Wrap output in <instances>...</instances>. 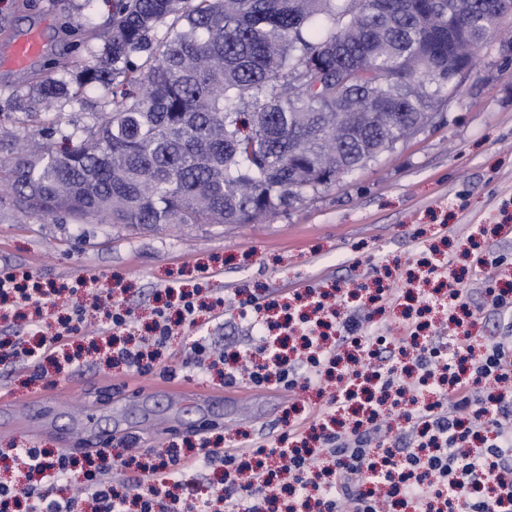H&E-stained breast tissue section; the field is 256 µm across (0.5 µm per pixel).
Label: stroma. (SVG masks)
Returning a JSON list of instances; mask_svg holds the SVG:
<instances>
[{
	"label": "stroma",
	"instance_id": "obj_1",
	"mask_svg": "<svg viewBox=\"0 0 512 512\" xmlns=\"http://www.w3.org/2000/svg\"><path fill=\"white\" fill-rule=\"evenodd\" d=\"M112 0H0V98L25 96L28 80L48 71V61L70 50L84 53L89 31H103ZM41 30L46 49L31 67L17 70L7 59L12 43ZM479 64L428 126L394 150L336 184L260 224H62L20 213L0 200V271L30 275L57 289L60 311L80 306V278L130 307L138 326L152 318L155 297L167 287L223 299L224 310L204 314L200 327L172 338L166 348L173 376L145 377L148 385L174 381L208 392L220 387L214 372L184 364L194 337L210 338L224 353L248 355L258 334L237 302L261 305L285 300L295 290L335 285L373 288L375 270L423 275L433 258L446 276L482 284L487 270L469 256L480 236V254L501 257L502 276L512 278V236L493 234L512 218V48L492 39L479 50ZM128 372L86 358L62 373L39 376L33 363L0 364V391L22 402L44 397L23 415L0 406V449L33 445L56 451L101 447L79 421L95 410L100 429L129 448H188L200 439L224 445H273L289 427L317 414L333 389H307L288 398L281 390L249 383L227 387L225 398L201 405L171 404L162 393L135 398L121 389Z\"/></svg>",
	"mask_w": 512,
	"mask_h": 512
}]
</instances>
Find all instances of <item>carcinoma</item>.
I'll return each mask as SVG.
<instances>
[{
  "label": "carcinoma",
  "instance_id": "1",
  "mask_svg": "<svg viewBox=\"0 0 512 512\" xmlns=\"http://www.w3.org/2000/svg\"><path fill=\"white\" fill-rule=\"evenodd\" d=\"M498 4L113 0L98 48L0 99V185L65 223H261L431 123L459 92L457 45L475 65ZM84 90L111 97L58 150L54 113Z\"/></svg>",
  "mask_w": 512,
  "mask_h": 512
}]
</instances>
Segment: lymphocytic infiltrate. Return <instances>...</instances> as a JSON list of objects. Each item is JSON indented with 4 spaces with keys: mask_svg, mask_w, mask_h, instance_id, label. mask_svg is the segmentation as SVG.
<instances>
[{
    "mask_svg": "<svg viewBox=\"0 0 512 512\" xmlns=\"http://www.w3.org/2000/svg\"><path fill=\"white\" fill-rule=\"evenodd\" d=\"M54 295L51 288L23 287L14 273L0 274V303L14 309L45 308ZM305 297L313 308L311 319L299 321L303 353L288 358L274 324H267L259 330L262 363L228 368L224 382L272 383L292 393L298 385L334 378L336 414H343L352 401L360 403L348 426H333L324 414L309 427L294 425L280 444L253 449L256 465L244 482L237 478L242 449L215 448L207 439L190 458L152 450L131 457L120 483L102 464L109 454L103 448L96 450V463L70 494L63 487L74 458L19 448L15 454L24 459L25 469L13 482L0 483V512H17L23 503L28 512H81L87 502L97 512H196V504L156 488L155 479L162 472L176 475L192 465L216 463L226 478L217 497L224 512H263L274 500L277 470L287 475L294 492L304 496L316 490L321 512H382L395 500L412 503L416 512H512V338L478 342L469 322L460 319L455 323L456 347L444 354L418 341L407 324L393 339L387 365L372 370L367 362L378 356L382 337L354 335L361 320L354 312L343 315L338 336L327 340L321 331L324 303L313 289ZM104 304L109 307L107 329L116 335L133 329L131 309L120 301L107 302L104 292L96 291L88 304L64 319L61 330L28 351L29 361L39 362L79 333L89 310ZM202 307L193 294H180L177 316L156 308L151 335L142 337L140 347L110 352L109 361L141 377L167 373V366L156 361L155 348L167 344L174 328L195 327ZM392 408L419 430L407 447L382 435ZM485 483L493 484L491 494L467 499V487Z\"/></svg>",
    "mask_w": 512,
    "mask_h": 512,
    "instance_id": "obj_1",
    "label": "lymphocytic infiltrate"
}]
</instances>
